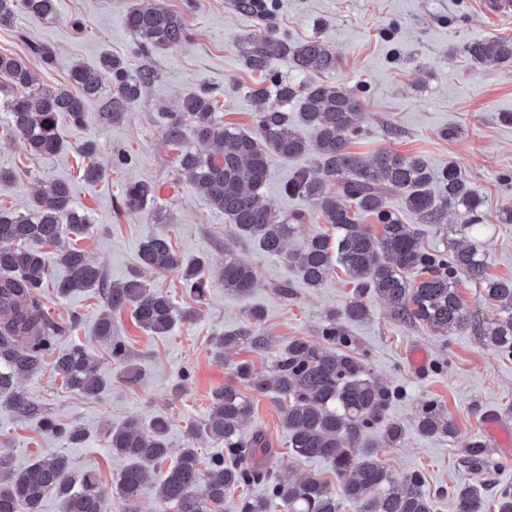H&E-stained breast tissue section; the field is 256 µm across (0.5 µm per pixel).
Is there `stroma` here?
Masks as SVG:
<instances>
[{"label":"stroma","instance_id":"stroma-1","mask_svg":"<svg viewBox=\"0 0 512 512\" xmlns=\"http://www.w3.org/2000/svg\"><path fill=\"white\" fill-rule=\"evenodd\" d=\"M134 2L61 0L52 19L18 14L13 23L0 25V54H27L30 67L47 87L66 84L74 65H96L105 52L139 66L142 59L124 23ZM164 5L183 16L188 38L153 56L158 76L121 120L104 118L103 100L88 101L85 126L60 122L63 147L48 158L32 156L21 141L0 134V172L6 175L0 182L1 208L24 211L41 186L66 180L76 206L91 224L79 246L107 282L126 279L138 264L142 242L165 233L182 260L200 264L209 283L200 301L184 288L179 274L153 280V287L170 295L180 309L197 313L193 322L175 323L166 335L140 328L130 312L116 316L115 334L140 370L133 382L113 364L107 349L92 340L102 309L97 291L62 298L54 288L44 289L45 308L66 328L57 338L56 351L75 344L90 346L112 385L90 399L66 388L50 363H43L39 371L19 380L33 405L32 414L18 415L0 402V452L10 454L19 468L37 457L60 453L68 457L75 478L89 474L107 487L114 486L125 465L112 453L109 430L129 424L144 428L161 416L169 422L172 452L191 443L201 457H209L217 444L203 435L192 437L191 429L204 420L212 392L232 381L235 365L245 361L257 372L269 373L289 338L318 341L327 314L341 309L354 292L342 270H334L320 287L311 288L287 260L244 240L227 242L223 212L207 205L193 185L179 180L177 152L161 132L163 113L179 111L184 95L204 82L214 91L226 125L252 128L254 106L247 91L255 76L242 65L238 48L260 22L239 13L232 0H164ZM274 6L281 34L294 40L317 37L335 49L339 63L332 80L363 100L361 136L352 145L354 151L368 156L381 150L419 155L437 171L455 163L483 199L486 216L512 208V62L483 69L466 62L462 54L466 43L512 37L511 16L486 15L482 0H274ZM76 19L84 22V30L73 28ZM42 42L54 50L51 64L27 53L29 44ZM88 140L96 144L95 160L108 170L107 179L90 182L83 177L85 162L76 147ZM120 150L133 154L130 166L113 167ZM311 162L307 155L288 161L271 158L263 187L278 213L306 216L301 229L305 237L321 232L322 226L311 219L310 203L285 194L283 186ZM132 181L154 189L145 210L137 214L127 213L121 203V188ZM389 207L404 223L417 225L430 250L444 248L446 228L462 221L461 213L452 211L445 224L419 223L397 194L390 196ZM479 239L489 274L512 277V224L486 225ZM231 255L256 271L257 282L248 296L237 297L224 289L221 271ZM365 302L369 319L349 323L347 330L371 375L394 393L385 422L370 429L365 440L377 449L382 466L393 477L422 475L434 512H455V494L469 478L468 443L483 440L482 425L488 416L512 427V357L485 346L475 330L444 335L421 323L395 319L377 297H366ZM254 308L263 312L262 327L271 347L258 354L240 346L216 362L212 337L241 326ZM416 350L427 357L419 369L410 360ZM186 369L191 372L187 380L182 377ZM245 395L253 407L248 430L268 435L289 473L336 483L328 463L290 454L274 392L249 389ZM430 400L452 420L450 434L428 437L417 431L416 420ZM45 416L83 428L85 439L70 445L47 434L40 426ZM390 423L402 429L393 444L386 438ZM484 456L488 469L481 493L490 505L502 489H512V456L490 442Z\"/></svg>","mask_w":512,"mask_h":512}]
</instances>
